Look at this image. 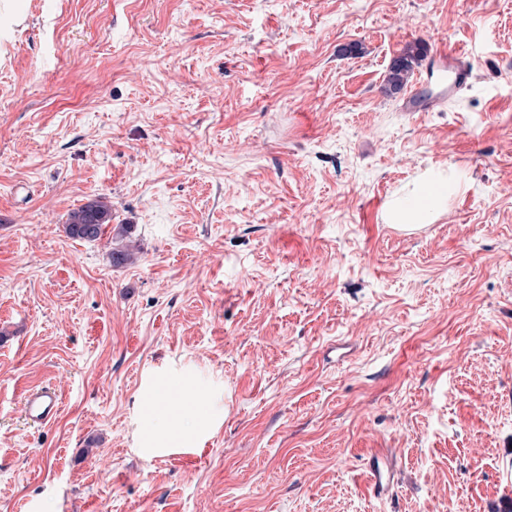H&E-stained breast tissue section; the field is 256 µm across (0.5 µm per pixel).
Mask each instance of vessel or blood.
Wrapping results in <instances>:
<instances>
[{
  "mask_svg": "<svg viewBox=\"0 0 512 512\" xmlns=\"http://www.w3.org/2000/svg\"><path fill=\"white\" fill-rule=\"evenodd\" d=\"M473 68L466 54L437 51L426 79L420 82L404 99L401 109L405 112H433L447 98L454 96L472 83ZM60 398L49 386L29 392L23 400L26 420L42 426L58 415Z\"/></svg>",
  "mask_w": 512,
  "mask_h": 512,
  "instance_id": "1",
  "label": "vessel or blood"
}]
</instances>
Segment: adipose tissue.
Returning a JSON list of instances; mask_svg holds the SVG:
<instances>
[{"instance_id": "ef3b65f1", "label": "adipose tissue", "mask_w": 512, "mask_h": 512, "mask_svg": "<svg viewBox=\"0 0 512 512\" xmlns=\"http://www.w3.org/2000/svg\"><path fill=\"white\" fill-rule=\"evenodd\" d=\"M448 204V176L427 173L408 183L389 207V223H428ZM224 420L220 383L192 366L166 362L144 374L132 417L137 453L145 459L198 450Z\"/></svg>"}]
</instances>
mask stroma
<instances>
[{
    "instance_id": "35a3bbf8",
    "label": "stroma",
    "mask_w": 512,
    "mask_h": 512,
    "mask_svg": "<svg viewBox=\"0 0 512 512\" xmlns=\"http://www.w3.org/2000/svg\"><path fill=\"white\" fill-rule=\"evenodd\" d=\"M23 14L0 44V512H512V0ZM415 41L471 58L440 111L383 90ZM437 169L447 208L386 223ZM99 195L131 263L65 232ZM168 359L223 383L224 422L146 460L131 417ZM60 398L50 386L29 392L23 400V411L26 420L37 426L52 422L58 415Z\"/></svg>"
}]
</instances>
